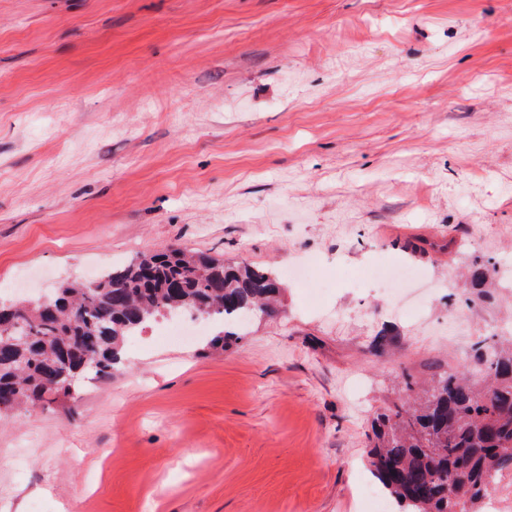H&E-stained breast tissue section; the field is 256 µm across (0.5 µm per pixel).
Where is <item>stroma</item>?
<instances>
[{
  "instance_id": "35a3bbf8",
  "label": "stroma",
  "mask_w": 512,
  "mask_h": 512,
  "mask_svg": "<svg viewBox=\"0 0 512 512\" xmlns=\"http://www.w3.org/2000/svg\"><path fill=\"white\" fill-rule=\"evenodd\" d=\"M171 244L279 311L0 421V512H369L375 412L512 337V0H0V298Z\"/></svg>"
}]
</instances>
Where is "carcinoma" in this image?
<instances>
[{
	"label": "carcinoma",
	"mask_w": 512,
	"mask_h": 512,
	"mask_svg": "<svg viewBox=\"0 0 512 512\" xmlns=\"http://www.w3.org/2000/svg\"><path fill=\"white\" fill-rule=\"evenodd\" d=\"M281 292L270 270L169 247L42 302L0 300V418L52 402L70 380L105 378L126 337L158 317L218 322L268 315ZM480 365L433 375L412 401L378 413L366 455L397 512H483L512 474V343L480 340Z\"/></svg>",
	"instance_id": "cac0c4a2"
}]
</instances>
